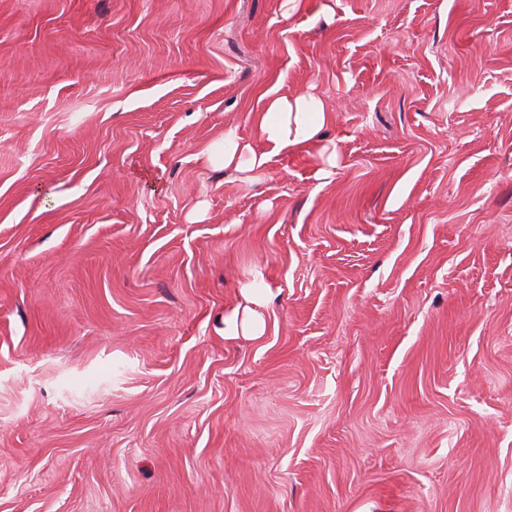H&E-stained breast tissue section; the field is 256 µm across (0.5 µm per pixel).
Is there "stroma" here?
<instances>
[{
  "mask_svg": "<svg viewBox=\"0 0 512 512\" xmlns=\"http://www.w3.org/2000/svg\"><path fill=\"white\" fill-rule=\"evenodd\" d=\"M0 512H512V0H0ZM267 101L263 109L255 114V124L269 153H256L248 145H241L231 134L222 144L202 152L203 159L210 165L239 169L243 165L249 171L263 168L268 155L310 145L321 138V131L330 119V110L320 98L314 95L293 97H271L264 93ZM227 144V146H224ZM247 156L246 160L243 158ZM255 288H246L243 292L245 305L242 314L239 308L235 309L229 315L224 317V335L225 337L240 336H261L265 327V320L260 311L266 304L268 289L262 292Z\"/></svg>",
  "mask_w": 512,
  "mask_h": 512,
  "instance_id": "1",
  "label": "stroma"
}]
</instances>
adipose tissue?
<instances>
[{
	"label": "adipose tissue",
	"instance_id": "obj_1",
	"mask_svg": "<svg viewBox=\"0 0 512 512\" xmlns=\"http://www.w3.org/2000/svg\"><path fill=\"white\" fill-rule=\"evenodd\" d=\"M329 119L328 107L313 95L271 97L255 115L256 127L269 145V153H256L228 136L222 144L206 149L203 158L211 165L225 168L244 166L256 171L265 166L269 154L291 151L319 140ZM243 297L245 305L242 311L232 312L224 318L225 336H259L264 331L265 320L260 309L266 303V292L248 288Z\"/></svg>",
	"mask_w": 512,
	"mask_h": 512
}]
</instances>
